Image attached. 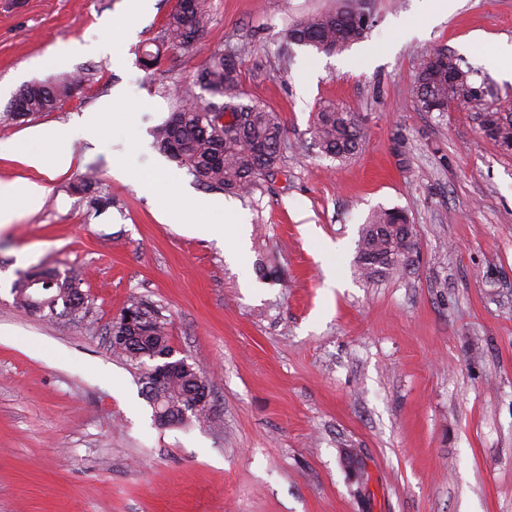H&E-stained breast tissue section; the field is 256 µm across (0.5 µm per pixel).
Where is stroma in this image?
I'll use <instances>...</instances> for the list:
<instances>
[{
	"instance_id": "stroma-1",
	"label": "stroma",
	"mask_w": 512,
	"mask_h": 512,
	"mask_svg": "<svg viewBox=\"0 0 512 512\" xmlns=\"http://www.w3.org/2000/svg\"><path fill=\"white\" fill-rule=\"evenodd\" d=\"M328 2L208 0L193 49L147 71L139 52L162 43L175 0H0V112L26 84L86 77L54 111L0 121V180L49 189L0 224V512H512V152L480 134L477 105L426 112L409 93L445 48L486 101L512 99V0L440 15L371 0L363 40L284 61L286 26ZM73 42L83 52L61 54ZM230 47L241 102L277 112L288 139L246 197L200 185L153 137L171 88L199 93ZM118 90L98 140L64 144L68 169L11 155L32 128L53 153ZM331 103L364 127L346 161L311 133ZM201 197L248 225L244 253L179 223ZM381 208L405 212L417 256L368 281L357 241ZM35 266L79 271L85 315L20 312L11 286ZM133 297L162 306L176 357L205 374L204 420L154 423L137 366L113 354L107 329Z\"/></svg>"
}]
</instances>
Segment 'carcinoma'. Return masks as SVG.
Masks as SVG:
<instances>
[{"label": "carcinoma", "instance_id": "obj_1", "mask_svg": "<svg viewBox=\"0 0 512 512\" xmlns=\"http://www.w3.org/2000/svg\"><path fill=\"white\" fill-rule=\"evenodd\" d=\"M366 0H335V5L294 21L285 39L313 47L326 54L342 51L361 41L372 23ZM208 21L206 0H192L188 10L169 19L163 44L166 49H191L193 34ZM196 83L224 98V109L241 110L237 124L215 123L211 105L190 94H174L175 107L166 121L154 131L157 147L198 181L236 196L249 194L259 176L279 167L288 148L279 115L257 104L237 102L240 67L237 54L212 56L198 71ZM82 86L79 77L64 78L53 84L22 94L24 111L4 112L0 120L21 124L28 118L57 108L58 103ZM412 95L426 112H446L448 105L461 96L479 103L476 121L481 134L504 151H512V102L485 103L483 87L475 86L470 71L461 59L437 49L421 63L415 76ZM313 136L320 150L336 160L356 155L363 140L357 113L335 104L317 112ZM416 240L413 225L399 209L374 212L361 228L356 267L359 274L375 280L402 272L413 262ZM39 279V287L32 280ZM11 292L17 305L29 314L78 316L83 313L85 297L80 279L71 272L44 270L19 274ZM111 336H128L129 343L112 351L140 368L139 381L148 402L157 396L165 399L169 418L182 422L187 412L198 418L206 407L196 406L192 385L195 375L183 369L169 373L154 387L152 366L146 363L156 346L169 347L167 319L158 305L144 299H132L112 321Z\"/></svg>", "mask_w": 512, "mask_h": 512}]
</instances>
